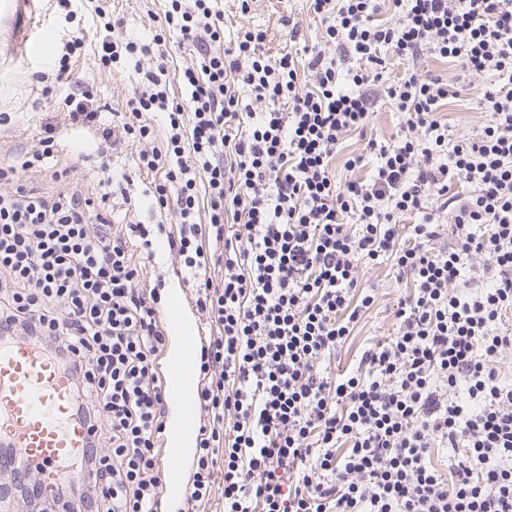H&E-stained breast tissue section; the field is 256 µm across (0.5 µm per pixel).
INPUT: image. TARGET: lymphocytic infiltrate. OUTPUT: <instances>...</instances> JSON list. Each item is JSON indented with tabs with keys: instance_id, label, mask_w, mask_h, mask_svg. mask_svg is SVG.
I'll return each mask as SVG.
<instances>
[{
	"instance_id": "obj_1",
	"label": "lymphocytic infiltrate",
	"mask_w": 512,
	"mask_h": 512,
	"mask_svg": "<svg viewBox=\"0 0 512 512\" xmlns=\"http://www.w3.org/2000/svg\"><path fill=\"white\" fill-rule=\"evenodd\" d=\"M390 19H381L383 9ZM313 45L265 53V35L224 45L221 0H166L152 45L103 41L100 60L193 49L185 101L145 71L124 133L141 150L156 205L195 304L203 340V417L179 512L209 502L224 473V512H512V0H309ZM430 54L494 75L479 133L449 138L440 110L457 90L412 73L385 90L400 133L369 138L338 182L348 135L366 131L388 55ZM248 87L261 112L244 105ZM470 185L452 194V181ZM456 240L436 248L440 224ZM393 263L413 291L395 331L337 374L321 365L374 299L358 270ZM110 220L82 190L0 193V338L31 342L71 378L88 440L58 495L64 512H160L166 422L158 359L166 336L156 291ZM455 456L447 471L437 449Z\"/></svg>"
}]
</instances>
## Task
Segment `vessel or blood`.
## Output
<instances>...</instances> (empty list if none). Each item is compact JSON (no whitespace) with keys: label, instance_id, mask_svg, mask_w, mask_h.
<instances>
[{"label":"vessel or blood","instance_id":"1","mask_svg":"<svg viewBox=\"0 0 512 512\" xmlns=\"http://www.w3.org/2000/svg\"><path fill=\"white\" fill-rule=\"evenodd\" d=\"M47 33L40 24L38 0H0V40L17 57L40 53ZM199 339L183 336L181 357L170 359L165 384L178 389L187 376ZM67 377L32 343L0 341V436L29 455L39 467L46 491H56L63 469L83 448L87 431L75 421Z\"/></svg>","mask_w":512,"mask_h":512}]
</instances>
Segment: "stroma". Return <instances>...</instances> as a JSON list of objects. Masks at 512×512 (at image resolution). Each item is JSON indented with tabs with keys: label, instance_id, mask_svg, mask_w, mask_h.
<instances>
[{
	"label": "stroma",
	"instance_id": "obj_1",
	"mask_svg": "<svg viewBox=\"0 0 512 512\" xmlns=\"http://www.w3.org/2000/svg\"><path fill=\"white\" fill-rule=\"evenodd\" d=\"M96 4L97 0H76L77 16L71 19L56 0H43L41 21L48 33L44 51L0 63V113L9 115L8 122L0 125V162L22 161L27 153L38 149L45 127L55 126L58 152L22 171L21 184L40 192L57 190L59 184L54 174L68 166L73 169L72 179L78 180L85 194H92L98 181L110 180L112 196L108 205L113 234H126L132 224L140 226L152 242L148 249L138 244L133 247L134 258L144 271L145 286L157 288L161 311H168L172 300L180 299L184 316L191 320L197 335L205 337L210 333L211 322L197 311L195 290L184 284L180 258L168 249L163 229L168 218L151 204L152 179L137 168V156L143 145L122 131L126 103L142 87V69L165 65L170 92L179 98L183 95L179 74L191 57L188 50L174 46L163 60L154 54L138 60L124 56L110 66H103L100 55L104 36H111L116 42L151 44L163 16L164 0H111L112 14L121 24L109 32L104 31L102 21L95 15ZM223 4L225 41H233L243 27L261 30L266 34V52L272 56L288 46L284 19L298 22L309 41L314 40L320 27L306 0H254L246 14L240 13L237 0H223ZM76 39L81 40L82 47L71 61V70L58 75V60L66 45ZM413 71L443 75L457 88V98L449 100L441 110L449 135L468 134L483 124L480 102L491 82L490 76H469L460 72L456 63L425 55L413 62L390 59L384 77L390 82ZM76 85L87 86L94 94L100 108L95 129L71 126L65 120L63 99ZM107 128L114 132L113 141H105L102 136ZM359 278L362 287L373 295L374 303L355 325L341 351L326 362L325 368L331 372L353 366L367 343L392 334L393 313L407 289L386 264L362 267Z\"/></svg>",
	"mask_w": 512,
	"mask_h": 512
}]
</instances>
